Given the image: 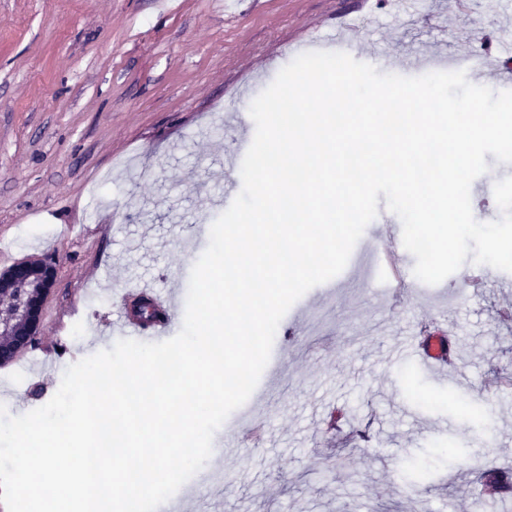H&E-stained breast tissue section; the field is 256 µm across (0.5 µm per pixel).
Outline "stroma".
I'll return each instance as SVG.
<instances>
[{
  "instance_id": "1",
  "label": "stroma",
  "mask_w": 512,
  "mask_h": 512,
  "mask_svg": "<svg viewBox=\"0 0 512 512\" xmlns=\"http://www.w3.org/2000/svg\"><path fill=\"white\" fill-rule=\"evenodd\" d=\"M336 26L352 58L401 75L420 46L484 53L512 33V0H0V270L58 265L36 347L0 366L10 415L58 390L66 364L47 345L74 300L69 351L92 355L114 345L106 322L135 285L186 299L207 248L197 227L241 178L251 103L289 64L287 43ZM384 221L399 218L382 205L345 269L299 299L297 328L281 320L276 380L215 433L252 419L263 441L210 456L177 491L181 512H512L475 494L473 468L512 474V273L492 282L468 261L391 308L355 263ZM442 298L461 368L449 385L392 353ZM336 408L349 430L370 423L368 440L327 431Z\"/></svg>"
}]
</instances>
